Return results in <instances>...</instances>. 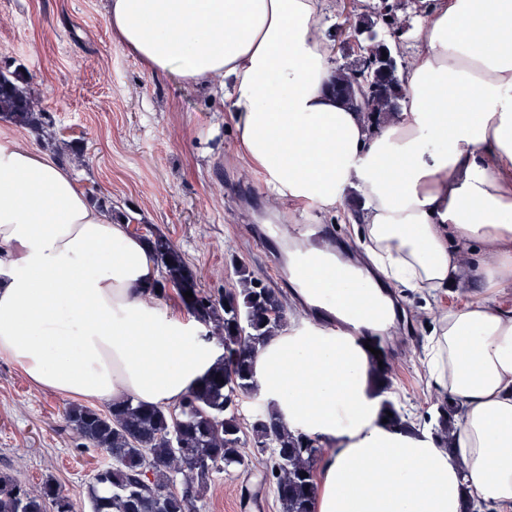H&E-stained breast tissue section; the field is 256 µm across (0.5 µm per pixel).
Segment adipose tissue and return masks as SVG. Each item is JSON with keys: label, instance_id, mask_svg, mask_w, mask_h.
Instances as JSON below:
<instances>
[{"label": "adipose tissue", "instance_id": "ef3b65f1", "mask_svg": "<svg viewBox=\"0 0 512 512\" xmlns=\"http://www.w3.org/2000/svg\"><path fill=\"white\" fill-rule=\"evenodd\" d=\"M330 0H108L113 37L154 74L223 92L237 146L275 198L363 209L373 273L295 259L302 294L379 331L385 280L431 292L480 245L488 289L512 285V0H429L404 74V110L380 126L336 96ZM150 246L113 223L48 154L0 141V357L74 398L177 402L217 346L148 295ZM435 385L463 409L451 442L380 419L355 337L281 330L253 354L256 393L329 448L314 512H512V314L476 298L438 318Z\"/></svg>", "mask_w": 512, "mask_h": 512}]
</instances>
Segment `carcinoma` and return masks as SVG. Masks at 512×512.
<instances>
[{
  "mask_svg": "<svg viewBox=\"0 0 512 512\" xmlns=\"http://www.w3.org/2000/svg\"><path fill=\"white\" fill-rule=\"evenodd\" d=\"M366 10L364 20L385 38L395 23L392 9ZM356 73L350 66L336 68L335 88L344 92L351 109L376 124L400 111L404 92L397 63L377 60L364 79L367 93L360 107L350 99ZM0 116L18 126H42L28 79L18 69L0 70ZM150 244L165 273L158 296L168 286L180 295L192 292L183 303L195 321L215 331L223 353L212 373L170 407L118 400L105 411L84 405L67 408V421L78 437L111 457L89 486L91 512H195L214 474L245 461L239 400L254 395L252 354L284 320L279 296L258 286L246 270L238 271L240 288L215 295L199 287L167 238L156 236ZM251 430L256 446L270 451L268 473L283 512H313L318 441L288 430L263 403ZM0 512H74V504L49 479L33 490L0 474Z\"/></svg>",
  "mask_w": 512,
  "mask_h": 512,
  "instance_id": "carcinoma-1",
  "label": "carcinoma"
}]
</instances>
